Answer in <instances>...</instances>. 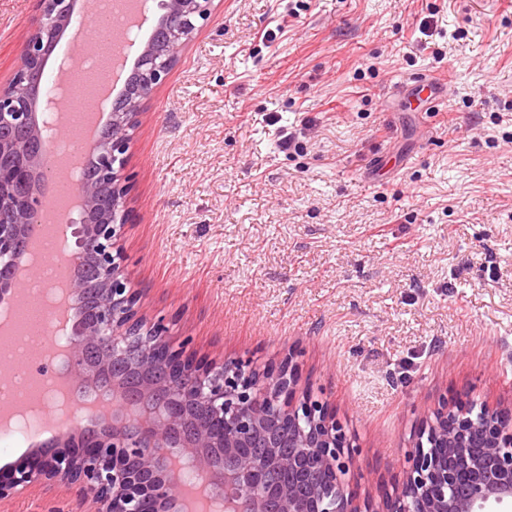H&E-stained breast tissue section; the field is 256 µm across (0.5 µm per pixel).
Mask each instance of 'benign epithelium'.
Returning <instances> with one entry per match:
<instances>
[{"instance_id": "obj_1", "label": "benign epithelium", "mask_w": 512, "mask_h": 512, "mask_svg": "<svg viewBox=\"0 0 512 512\" xmlns=\"http://www.w3.org/2000/svg\"><path fill=\"white\" fill-rule=\"evenodd\" d=\"M40 17L19 55L12 79L0 85V296L20 285L21 242L27 217L45 198L47 154L41 78L56 42L68 27L75 0H39ZM212 0H164L162 35L137 58L135 84L123 109L111 110V135H98L90 156L112 182V210L96 221L97 183H82L83 214L73 228L77 254L92 258L98 284L84 300L86 281L73 272L82 322L72 338L74 385L139 404L135 423L113 416L99 430L58 440L0 470V500L33 488H63L75 495L71 512H172L178 494L170 452L209 482L224 486L226 512H512V408L448 404L426 413L401 482L378 509L341 480L353 459L347 438L328 405L296 399V367L288 358L262 375L245 361L231 366L195 357L168 342V327L146 325L138 295L127 287L117 240L131 218L123 178L129 131L145 100L167 75L197 20L210 17ZM160 370L169 387L156 408ZM278 426L288 429L291 451L269 442L263 458L254 444Z\"/></svg>"}]
</instances>
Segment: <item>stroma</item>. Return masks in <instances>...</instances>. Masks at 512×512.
<instances>
[{
    "label": "stroma",
    "mask_w": 512,
    "mask_h": 512,
    "mask_svg": "<svg viewBox=\"0 0 512 512\" xmlns=\"http://www.w3.org/2000/svg\"><path fill=\"white\" fill-rule=\"evenodd\" d=\"M38 14L0 0V83ZM124 174L141 314L259 371L292 357L298 395L329 402L356 447L359 498L398 482L440 399L512 405V0H213Z\"/></svg>",
    "instance_id": "stroma-1"
}]
</instances>
